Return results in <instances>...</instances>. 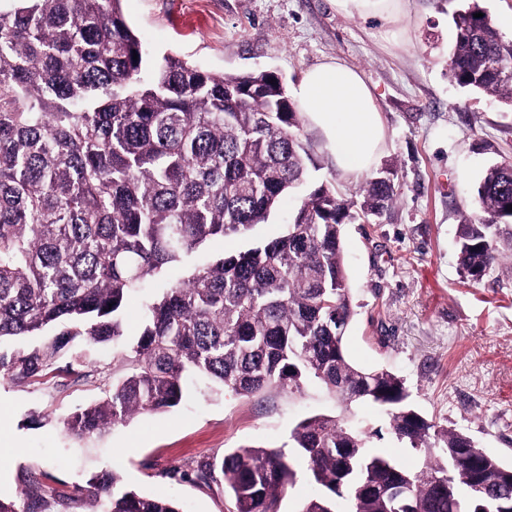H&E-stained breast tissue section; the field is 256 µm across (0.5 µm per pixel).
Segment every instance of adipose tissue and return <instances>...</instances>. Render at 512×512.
<instances>
[{
    "label": "adipose tissue",
    "instance_id": "1",
    "mask_svg": "<svg viewBox=\"0 0 512 512\" xmlns=\"http://www.w3.org/2000/svg\"><path fill=\"white\" fill-rule=\"evenodd\" d=\"M332 2L341 13L386 23L396 22L406 6L405 0ZM293 96L342 175L356 177L372 167L385 141V126L375 94L357 69L327 59L304 74Z\"/></svg>",
    "mask_w": 512,
    "mask_h": 512
}]
</instances>
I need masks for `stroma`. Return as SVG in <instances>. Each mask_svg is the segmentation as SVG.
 <instances>
[{"mask_svg":"<svg viewBox=\"0 0 512 512\" xmlns=\"http://www.w3.org/2000/svg\"><path fill=\"white\" fill-rule=\"evenodd\" d=\"M459 5L408 0L401 21L386 24L340 13L331 0H122L155 59L172 54L217 75L270 71L289 89L330 57L360 71L387 131L373 168L392 170L397 202L379 223L344 229L356 305L346 355L357 366L395 372L426 419L511 465L512 257L476 282L461 271L457 240L463 217L479 214L481 173L512 156V109L451 79ZM301 133L312 148V184L357 196L365 177H341L318 133L306 125ZM300 201L287 195L252 238L209 244L202 259L277 235ZM118 374L111 345L77 343L40 380L0 376L1 496L18 494L25 470L47 472L55 488L69 491L116 469L126 488L169 493L185 512H233L223 486L195 484L198 462L250 446L290 448L294 425L313 415L388 424L378 408H344L314 386L247 398L201 383L170 411L137 416L103 437L67 432L64 417L100 400Z\"/></svg>","mask_w":512,"mask_h":512,"instance_id":"1","label":"stroma"}]
</instances>
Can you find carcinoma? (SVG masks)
<instances>
[{"mask_svg": "<svg viewBox=\"0 0 512 512\" xmlns=\"http://www.w3.org/2000/svg\"><path fill=\"white\" fill-rule=\"evenodd\" d=\"M122 0H0V374L34 381L74 338L112 342L126 373L104 398L65 419L83 439L141 413L180 404L204 379L238 395L302 393L317 385L345 405L384 409L395 437L420 458L408 470L369 446L379 432L336 417L298 422L288 450L234 449L198 463L195 483H225L234 512H277L304 469L317 494L297 512H512V466L467 435L423 418L404 381L345 355L355 309L344 225L375 220L395 201L374 176L360 203L320 184L285 231L199 263L208 241L246 237L284 196L304 187L312 153L302 116L271 72L215 75L175 56L153 60ZM452 15L453 81L512 106V40L479 0ZM138 59H133V55ZM482 216L459 229L463 271L498 264L512 224V158L485 170ZM188 278L145 303L136 341L122 345L129 296L177 265ZM481 479L483 494H470ZM24 478L0 512H184L103 472L71 492Z\"/></svg>", "mask_w": 512, "mask_h": 512, "instance_id": "1", "label": "carcinoma"}]
</instances>
